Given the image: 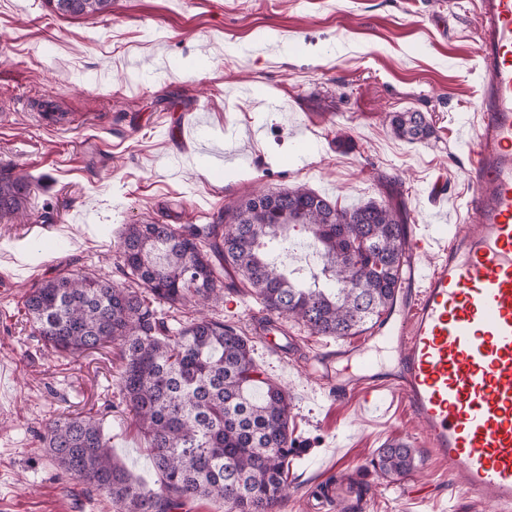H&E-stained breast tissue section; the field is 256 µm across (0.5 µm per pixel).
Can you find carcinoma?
<instances>
[{"instance_id": "carcinoma-1", "label": "carcinoma", "mask_w": 512, "mask_h": 512, "mask_svg": "<svg viewBox=\"0 0 512 512\" xmlns=\"http://www.w3.org/2000/svg\"><path fill=\"white\" fill-rule=\"evenodd\" d=\"M60 15L107 12L112 0H46ZM393 132L422 142L433 127L420 112H393ZM34 178L0 169V217L20 221ZM304 227L317 245L319 271L285 269L288 231ZM407 218L374 201L339 209L297 187L257 192L224 206L209 224H126L119 236L122 274L139 290L79 272L37 280L25 292L32 335L58 354L120 346L119 389L160 485L135 479L112 456L102 419L89 410L45 425L46 458L63 475L104 497L113 512H177L189 499L224 502L226 512H277L292 452L288 392L260 377L250 340L234 325L196 316L173 328L157 305L177 310L250 289L264 310L315 336L369 331L393 304L404 263ZM409 445L378 455L386 477L414 467Z\"/></svg>"}]
</instances>
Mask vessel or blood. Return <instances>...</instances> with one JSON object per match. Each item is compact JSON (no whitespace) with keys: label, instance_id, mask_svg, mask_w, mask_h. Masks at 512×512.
<instances>
[{"label":"vessel or blood","instance_id":"obj_1","mask_svg":"<svg viewBox=\"0 0 512 512\" xmlns=\"http://www.w3.org/2000/svg\"><path fill=\"white\" fill-rule=\"evenodd\" d=\"M476 19L481 99L464 222L449 238L426 225L409 231L392 307L336 353L360 355L351 386L364 407L388 392L405 400L471 512H512V0H478ZM377 341L395 345L397 372L369 357ZM336 495L361 512L362 485Z\"/></svg>","mask_w":512,"mask_h":512}]
</instances>
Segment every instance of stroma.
Returning a JSON list of instances; mask_svg holds the SVG:
<instances>
[{
  "label": "stroma",
  "mask_w": 512,
  "mask_h": 512,
  "mask_svg": "<svg viewBox=\"0 0 512 512\" xmlns=\"http://www.w3.org/2000/svg\"><path fill=\"white\" fill-rule=\"evenodd\" d=\"M476 49L474 0H112L79 17L0 0V167L50 177L32 186L27 222L0 221V512H112L40 443L46 420L88 409L115 459L160 485L131 415L109 399L118 347L51 354L25 315L34 280L62 269L118 279L122 225L204 224L258 189L304 186L342 208L372 200L401 205L411 225L444 223L474 190L462 142L478 110ZM405 111L425 114L428 140L394 134L387 115ZM305 136L320 146L303 157ZM228 143L232 163L219 159ZM210 314L250 339L289 395L281 512H343L320 489L357 471L366 512H469L401 397L364 422L358 394L310 374L335 338L287 318L292 343L261 337L246 289ZM392 440L415 450L407 475L379 473Z\"/></svg>",
  "instance_id": "obj_1"
}]
</instances>
